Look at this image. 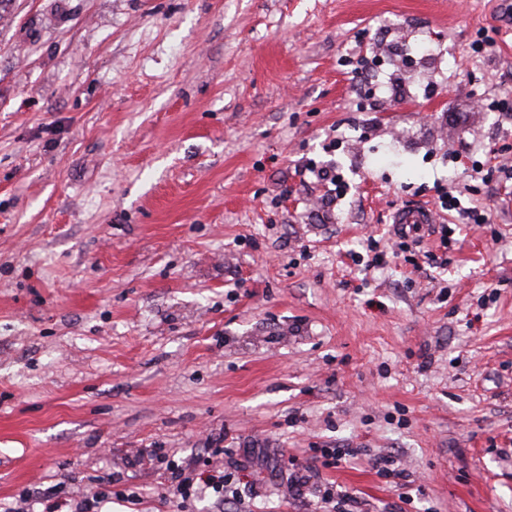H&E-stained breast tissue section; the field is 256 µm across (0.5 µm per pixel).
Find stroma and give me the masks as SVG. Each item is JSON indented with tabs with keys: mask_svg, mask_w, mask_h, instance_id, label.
<instances>
[{
	"mask_svg": "<svg viewBox=\"0 0 512 512\" xmlns=\"http://www.w3.org/2000/svg\"><path fill=\"white\" fill-rule=\"evenodd\" d=\"M505 11L0 0V512L48 488L106 512H314L328 488L343 512H512V180L476 171L512 167L488 108L512 94ZM420 28L462 68L354 110L358 32L388 53ZM307 164L347 195L324 207ZM410 205L449 237L354 264ZM155 452L231 497L181 499Z\"/></svg>",
	"mask_w": 512,
	"mask_h": 512,
	"instance_id": "stroma-1",
	"label": "stroma"
}]
</instances>
